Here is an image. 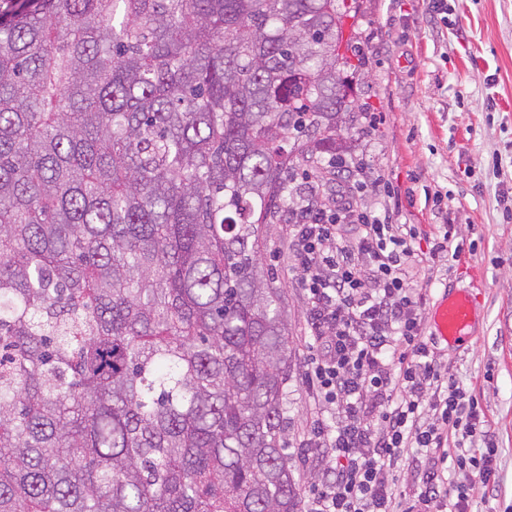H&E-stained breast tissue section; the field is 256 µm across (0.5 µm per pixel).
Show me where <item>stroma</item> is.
Instances as JSON below:
<instances>
[{
	"mask_svg": "<svg viewBox=\"0 0 512 512\" xmlns=\"http://www.w3.org/2000/svg\"><path fill=\"white\" fill-rule=\"evenodd\" d=\"M359 24L364 92L382 117L376 128L346 132L368 185L362 202L393 223L430 236L446 229L468 245L421 268L419 312L435 363L486 413L500 490L484 492L466 470L448 480L472 486L473 512H512V0H447L442 15L430 0H363ZM261 237V262L293 331L286 440L305 498L327 465L320 449L302 445L323 409L304 381L306 305L285 225H262ZM465 288L479 295L471 339L451 346L436 338L433 312Z\"/></svg>",
	"mask_w": 512,
	"mask_h": 512,
	"instance_id": "stroma-1",
	"label": "stroma"
}]
</instances>
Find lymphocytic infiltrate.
Returning <instances> with one entry per match:
<instances>
[{"label": "lymphocytic infiltrate", "mask_w": 512, "mask_h": 512, "mask_svg": "<svg viewBox=\"0 0 512 512\" xmlns=\"http://www.w3.org/2000/svg\"><path fill=\"white\" fill-rule=\"evenodd\" d=\"M287 236L308 310L307 385L336 414L332 423L315 416L308 431L332 474L313 487L308 512H431L438 503L469 512L468 489L449 488L445 470H470L496 489L497 450L478 402L441 375L422 339L414 276L425 254L414 225L389 223L348 186L329 205L309 196ZM408 448L431 454L432 466L403 507L388 477Z\"/></svg>", "instance_id": "obj_1"}]
</instances>
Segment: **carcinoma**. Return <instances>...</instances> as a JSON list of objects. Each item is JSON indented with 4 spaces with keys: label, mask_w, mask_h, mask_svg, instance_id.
<instances>
[{
    "label": "carcinoma",
    "mask_w": 512,
    "mask_h": 512,
    "mask_svg": "<svg viewBox=\"0 0 512 512\" xmlns=\"http://www.w3.org/2000/svg\"><path fill=\"white\" fill-rule=\"evenodd\" d=\"M0 13V512H302L260 229L355 163L357 0Z\"/></svg>",
    "instance_id": "carcinoma-1"
}]
</instances>
